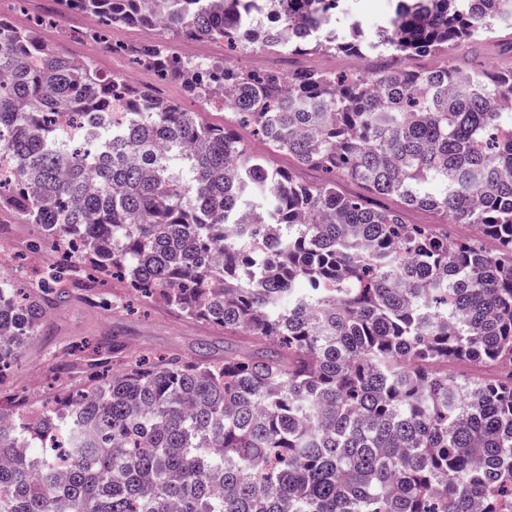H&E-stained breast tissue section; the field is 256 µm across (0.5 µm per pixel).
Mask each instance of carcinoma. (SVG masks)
Instances as JSON below:
<instances>
[{
    "label": "carcinoma",
    "instance_id": "obj_1",
    "mask_svg": "<svg viewBox=\"0 0 512 512\" xmlns=\"http://www.w3.org/2000/svg\"><path fill=\"white\" fill-rule=\"evenodd\" d=\"M58 2L105 26L393 64L284 77L182 58L168 36L127 49L224 104L213 126L0 18V212L37 226L35 249L69 248L35 285L0 276V385L53 306L111 278L251 344L189 361L114 336L121 369L33 418L0 404V512H512V69L457 65L512 26V0H394L373 29L348 0ZM417 54L444 62L414 71ZM241 125L327 178L273 167ZM450 360L504 378L435 370ZM404 220L408 224H432L441 230L448 231V236L451 237H471L477 233L476 229L467 225L453 224L444 227L440 226L442 224H437V216L434 213L421 209L406 210L404 212Z\"/></svg>",
    "mask_w": 512,
    "mask_h": 512
}]
</instances>
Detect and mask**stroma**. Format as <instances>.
<instances>
[{"label": "stroma", "instance_id": "35a3bbf8", "mask_svg": "<svg viewBox=\"0 0 512 512\" xmlns=\"http://www.w3.org/2000/svg\"><path fill=\"white\" fill-rule=\"evenodd\" d=\"M47 11L56 13L57 18L42 35L55 49L91 60L101 76L133 79L136 88L153 91L185 110L202 113L207 123L219 126L228 121L227 113L204 110L197 99L189 96L180 80L158 81L153 70L137 67L127 56L72 38L73 30L86 27V15L61 13L56 0H0V17L18 26L26 25L29 17ZM298 61L303 68L339 74L356 73L382 63L378 57L367 59L352 53L325 52L302 55ZM462 63L475 71L512 66V28L500 29L493 40L473 44ZM36 237L35 225L19 216L8 213L0 217V274L18 271L28 281L38 279L42 268L32 264L30 252ZM115 333L123 337L128 350H148L186 359L220 358L241 344L240 339L225 337L220 328L186 319L161 305L144 304L133 295L126 296L123 304L105 306L100 304L97 294L80 292L69 302L52 309L46 331L23 347L11 377L0 386V392L9 397L20 395L27 403L40 404L50 397L52 387L84 388L87 383L85 359L72 361L69 377L62 379L56 373L57 361L69 359L67 350L75 342H103Z\"/></svg>", "mask_w": 512, "mask_h": 512}]
</instances>
